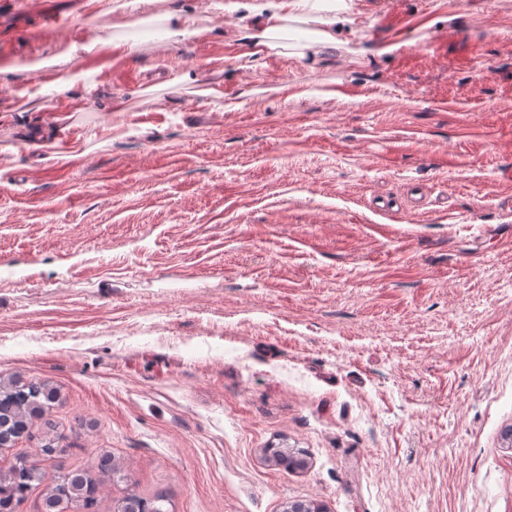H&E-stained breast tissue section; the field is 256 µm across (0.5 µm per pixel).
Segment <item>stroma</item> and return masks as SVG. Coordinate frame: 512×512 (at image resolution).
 <instances>
[{
	"label": "stroma",
	"mask_w": 512,
	"mask_h": 512,
	"mask_svg": "<svg viewBox=\"0 0 512 512\" xmlns=\"http://www.w3.org/2000/svg\"><path fill=\"white\" fill-rule=\"evenodd\" d=\"M253 2L0 0V384L59 395L0 473L50 424L101 512H512V0H266L256 56ZM266 4H252L249 7V14L241 19V21H245L248 19H252L251 24H243L240 26L241 38L243 40H252L250 43L252 44V55L259 54L263 51V47L272 48L273 44L265 41L266 38L271 37L273 34L278 33L282 30V26L275 25L273 21L276 20H284V17L279 16L277 13H273L265 17L264 12L266 11ZM261 30V33H251V29ZM167 22V34L175 42L199 36L204 29L195 27V20L193 18L185 17L179 11H172L162 17Z\"/></svg>",
	"instance_id": "35a3bbf8"
}]
</instances>
